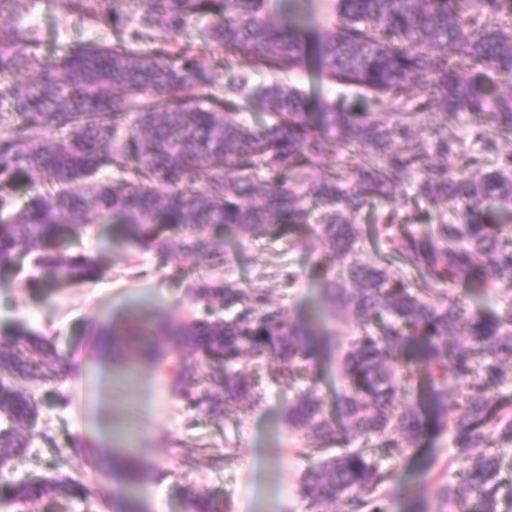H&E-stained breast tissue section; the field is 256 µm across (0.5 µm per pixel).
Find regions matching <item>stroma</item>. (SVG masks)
<instances>
[{"label":"stroma","instance_id":"1","mask_svg":"<svg viewBox=\"0 0 512 512\" xmlns=\"http://www.w3.org/2000/svg\"><path fill=\"white\" fill-rule=\"evenodd\" d=\"M275 18L287 23L296 17L306 23L309 38H316L329 17L328 0H281ZM30 15L39 17L40 50L52 54L57 42L78 44L96 40L111 42L115 32L107 20L96 26L80 25L63 0H31ZM254 84H294L311 101L345 98L354 101L351 88L321 83L315 67L292 74H256ZM317 241L300 248L271 241H231L222 267L204 258L174 255L163 259L143 252L120 239L115 224L83 225L68 250L99 256L105 273L86 285L53 283L41 271L0 270V342L14 341L20 331L36 332L53 339L64 359L54 379L13 378V385L34 395L38 418L34 429L24 431L25 452L0 471V486L49 474L48 453L41 433L53 436L68 457L69 474H83L86 492L56 506L48 500L28 503L17 510L0 497V512H117L120 503L134 504L138 512H188L187 487L205 490L220 512H308L302 496V478L312 459L304 452L299 434L290 431L288 405L300 389H310L328 414L336 412V397L344 391L338 376L339 344L355 331L353 318L329 322L334 346L322 349L314 385L288 377L279 363L268 360L252 369L251 376L263 395L260 404L229 403L224 415L212 419L183 401L172 381L159 366L139 361L133 382L121 374L123 363L96 344L92 332L98 326L128 315L138 304L137 295L155 289L159 298L148 310L166 312L173 319L189 321L206 316L204 306L187 295L189 279H233L245 288L267 289L272 300L282 301L288 319L305 321L319 315L323 306L315 265L320 258ZM297 274L293 289H286L282 274ZM145 447L146 480L125 486L118 476L92 470L89 459L127 448ZM432 456L429 474L418 471L419 457L383 460L395 468L399 484L393 494L392 512H406L417 500L430 512H448L436 494L452 476V450L445 439H429L421 455ZM193 465H185L186 456Z\"/></svg>","mask_w":512,"mask_h":512}]
</instances>
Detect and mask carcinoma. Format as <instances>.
Masks as SVG:
<instances>
[{
    "label": "carcinoma",
    "mask_w": 512,
    "mask_h": 512,
    "mask_svg": "<svg viewBox=\"0 0 512 512\" xmlns=\"http://www.w3.org/2000/svg\"><path fill=\"white\" fill-rule=\"evenodd\" d=\"M112 0V26L129 35L112 43L37 51L40 35L18 19L29 0H0V268L22 257L67 281L103 273L98 258L62 253L56 244L82 224L119 223L125 243L162 257L174 249L224 259L218 226L240 237L285 240L311 236L322 263L330 315L293 324L263 288L229 278L194 282L189 299L208 315L191 322L130 313L99 331L113 353L149 342L166 345L183 398L212 417L224 403L257 399L245 364L271 356L317 381L315 354L331 335L328 317H356L362 332L342 355L347 391L340 420L303 392L288 408V426L311 448H339L304 477L309 512L327 500L337 512H389L397 482L376 458L416 454L424 439L444 435L454 476L438 488L449 512H501L504 484L495 448L512 445V224L486 208L498 201L512 218V107L494 101L498 82L512 79V28L495 21L505 0H331L328 24L308 43L293 23L277 26L267 0H141L127 15ZM82 23L99 19V0H66ZM214 47L224 62L202 63ZM315 54L321 79L354 86L368 99L397 101L413 81L425 104L401 107L378 122L362 107L327 100L317 111L296 86L256 87L261 70L296 72ZM256 97L272 122L256 129L234 110ZM138 112V125L129 124ZM467 116L480 156V180L452 170ZM426 125L420 141L416 128ZM347 156L325 168L330 142ZM419 174L414 204L426 216L409 227L403 203L389 188ZM40 187L8 211L13 189ZM388 209L374 224L355 223L374 200ZM383 257L362 259V242ZM415 275L397 276L392 265ZM462 284L496 308L467 309L452 291ZM59 349L36 334L0 343V469L23 454L17 430L33 422L34 398L5 375L45 372ZM468 389L462 398L448 382ZM358 446L349 448L350 442ZM105 461L135 484L138 455ZM84 491L75 479L7 484L18 505ZM191 512H215L213 499L190 486Z\"/></svg>",
    "instance_id": "obj_1"
}]
</instances>
